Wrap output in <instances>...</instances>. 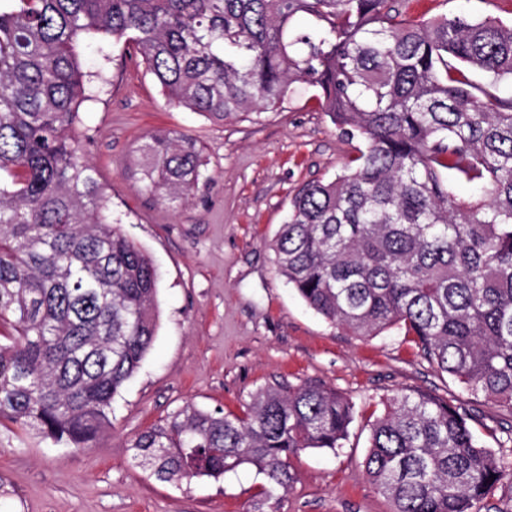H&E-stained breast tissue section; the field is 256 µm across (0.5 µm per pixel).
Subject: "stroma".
Instances as JSON below:
<instances>
[{
	"mask_svg": "<svg viewBox=\"0 0 512 512\" xmlns=\"http://www.w3.org/2000/svg\"><path fill=\"white\" fill-rule=\"evenodd\" d=\"M411 18L466 14L512 21V0H399ZM91 97L75 124L83 152L123 218V233L160 272L154 344L114 404L94 447L53 444L35 429L0 426V512H268L254 469L173 486L151 477L131 439L186 404L241 414L264 387L320 382L355 405L337 453L304 451L278 512H392L363 461L386 399L416 391L453 400L469 426L498 448L512 413L464 393L395 327L362 339L316 314L289 288L271 244L296 190L327 181L356 156L322 112L312 87L295 84L277 110L215 122L166 104L124 45L83 39ZM190 134L204 149L207 178L194 196L165 199L142 189L146 135Z\"/></svg>",
	"mask_w": 512,
	"mask_h": 512,
	"instance_id": "1",
	"label": "stroma"
}]
</instances>
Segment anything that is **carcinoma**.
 Returning <instances> with one entry per match:
<instances>
[{"mask_svg": "<svg viewBox=\"0 0 512 512\" xmlns=\"http://www.w3.org/2000/svg\"><path fill=\"white\" fill-rule=\"evenodd\" d=\"M89 34L132 46L168 105L215 122L314 88L362 148L294 195L272 244L279 273L345 332L403 327L464 392L512 411V96L495 90L512 80V23L412 20L397 0H3L0 425L92 447L157 334V270L121 231L74 129ZM149 140L144 189L192 195L205 178L198 141ZM450 172L482 195L456 197ZM353 415L335 389L302 383L258 391L241 416L188 404L130 447L173 485L252 466L276 504L291 459L336 452ZM469 420L425 393L388 400L364 468L393 512H475L512 478Z\"/></svg>", "mask_w": 512, "mask_h": 512, "instance_id": "1", "label": "carcinoma"}]
</instances>
